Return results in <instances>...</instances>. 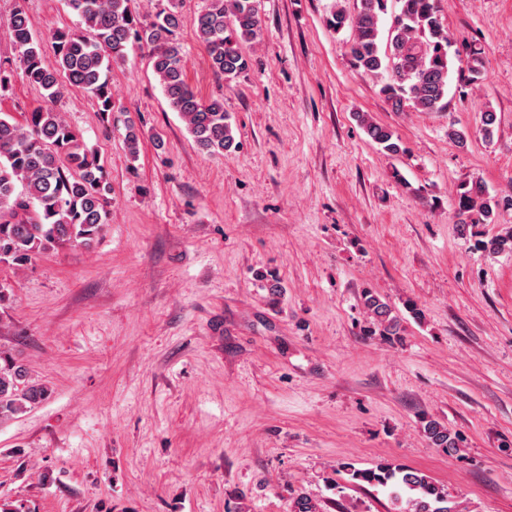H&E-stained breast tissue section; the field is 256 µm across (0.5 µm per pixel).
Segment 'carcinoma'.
I'll list each match as a JSON object with an SVG mask.
<instances>
[{
	"mask_svg": "<svg viewBox=\"0 0 512 512\" xmlns=\"http://www.w3.org/2000/svg\"><path fill=\"white\" fill-rule=\"evenodd\" d=\"M131 0H66L80 26L52 35L53 56L47 57L34 36V24L17 9L9 28L18 66L0 67V93L19 76L46 93L48 104L25 114L19 124L0 116V262H25L34 255L68 243L88 244L109 220L108 184L97 156L54 107L61 96L60 79L90 94L98 111H112L109 73L137 47L148 53L170 108L179 113L199 148L224 156L235 147L230 115L218 99H198L185 77L182 47L174 33L183 23L176 0L155 21L143 25ZM398 11L388 28L382 15L387 0H356L354 11L336 5L329 25L350 37L343 42L352 65L366 75H386L380 93L397 110L439 112L447 106L451 39L435 0H396ZM191 24L205 45L212 71L230 83L248 67L242 44L261 29L258 0H210ZM471 81L484 70V51L465 45ZM368 137L390 154L400 152L394 132L368 122ZM459 214L473 211L486 220L492 199L482 182L461 185ZM365 309L382 336L401 335L400 319L375 292L362 294ZM47 390L30 382L28 371L0 351V420L41 402ZM431 444L448 454L459 451L460 435L432 418L423 420ZM351 479L388 490L391 512H460L444 487L423 472L399 465L374 469L348 468Z\"/></svg>",
	"mask_w": 512,
	"mask_h": 512,
	"instance_id": "carcinoma-1",
	"label": "carcinoma"
}]
</instances>
